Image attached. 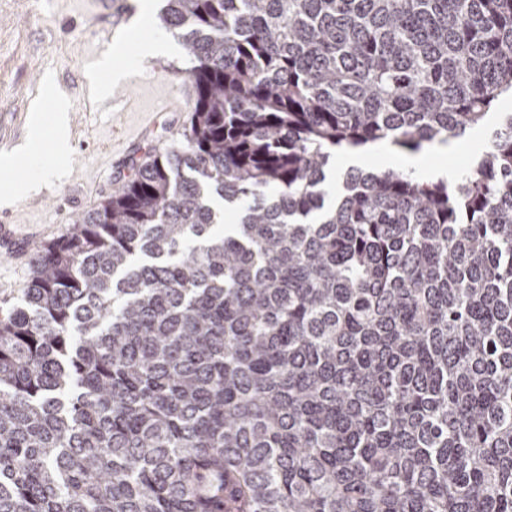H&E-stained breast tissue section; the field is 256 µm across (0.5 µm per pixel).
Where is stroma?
Instances as JSON below:
<instances>
[{"label":"stroma","instance_id":"obj_1","mask_svg":"<svg viewBox=\"0 0 512 512\" xmlns=\"http://www.w3.org/2000/svg\"><path fill=\"white\" fill-rule=\"evenodd\" d=\"M124 16L90 14L80 0H0V154L28 140L33 107L43 116L40 141L0 168V225H14L25 245L0 250V301L16 299L35 261L34 247L62 239L75 220L110 197L142 164L146 152L166 151L188 123L196 90L180 46L158 25L162 0H120ZM152 38L170 52L144 58ZM116 52L126 76L113 83L109 108L82 96L83 70L91 58ZM53 79L69 99L70 152L56 157L53 104L45 91ZM185 109L169 112L172 93Z\"/></svg>","mask_w":512,"mask_h":512}]
</instances>
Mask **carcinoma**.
<instances>
[{
  "label": "carcinoma",
  "mask_w": 512,
  "mask_h": 512,
  "mask_svg": "<svg viewBox=\"0 0 512 512\" xmlns=\"http://www.w3.org/2000/svg\"><path fill=\"white\" fill-rule=\"evenodd\" d=\"M159 20L188 126L0 309V512H512V0ZM487 126L327 201L338 151ZM488 141L486 133L473 132L469 136L461 140H454L453 144H466L467 149L462 154L455 151L440 155L434 159V164L443 167H433L428 164L429 156H412L404 158H396L397 162L406 171H412L413 174L422 179H438L446 178L448 181H455L460 173L469 170L472 161L478 156ZM393 150L387 143H377L368 147L363 152L340 153L336 155V170H345L351 166H367L376 169H402L395 162L381 164L376 160L364 163V157L373 156L376 158H393ZM447 167V168H445Z\"/></svg>",
  "instance_id": "obj_1"
}]
</instances>
